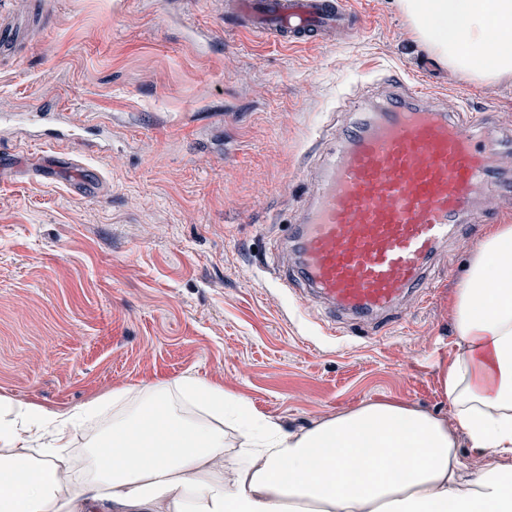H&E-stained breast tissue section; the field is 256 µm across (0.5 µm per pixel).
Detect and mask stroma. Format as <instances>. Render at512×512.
I'll list each match as a JSON object with an SVG mask.
<instances>
[{
    "instance_id": "obj_1",
    "label": "stroma",
    "mask_w": 512,
    "mask_h": 512,
    "mask_svg": "<svg viewBox=\"0 0 512 512\" xmlns=\"http://www.w3.org/2000/svg\"><path fill=\"white\" fill-rule=\"evenodd\" d=\"M348 37L281 46L224 23V0H0V397L75 409L117 390L206 379L289 430L391 401L448 414L439 373L479 238L432 260L380 333L330 320L274 261L319 160L379 73L512 128V77L477 86L414 39L392 0H349ZM65 149L97 195L27 164Z\"/></svg>"
}]
</instances>
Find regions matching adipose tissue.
Listing matches in <instances>:
<instances>
[{
	"label": "adipose tissue",
	"mask_w": 512,
	"mask_h": 512,
	"mask_svg": "<svg viewBox=\"0 0 512 512\" xmlns=\"http://www.w3.org/2000/svg\"><path fill=\"white\" fill-rule=\"evenodd\" d=\"M461 79L512 76V0H394ZM440 372L450 416L367 402L298 432L198 376L113 392L91 473L55 476L103 400L55 411L0 399V512H512V224L487 231L454 300ZM238 433L226 452L225 427ZM493 459L469 476L459 444Z\"/></svg>",
	"instance_id": "adipose-tissue-1"
}]
</instances>
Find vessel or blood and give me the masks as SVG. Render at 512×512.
Masks as SVG:
<instances>
[{
    "instance_id": "1",
    "label": "vessel or blood",
    "mask_w": 512,
    "mask_h": 512,
    "mask_svg": "<svg viewBox=\"0 0 512 512\" xmlns=\"http://www.w3.org/2000/svg\"><path fill=\"white\" fill-rule=\"evenodd\" d=\"M242 29L279 44L344 33L360 14L345 0H229ZM503 137L477 133L432 93L405 80L380 111L350 123L284 245L291 273L328 313L384 323L407 293L429 296L430 261L471 217L493 220L478 198L504 193Z\"/></svg>"
}]
</instances>
